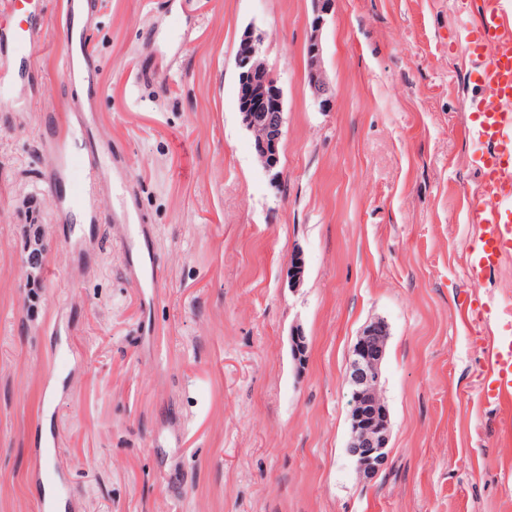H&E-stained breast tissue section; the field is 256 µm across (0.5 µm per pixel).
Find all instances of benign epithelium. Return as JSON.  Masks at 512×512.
Here are the masks:
<instances>
[{"label":"benign epithelium","instance_id":"1","mask_svg":"<svg viewBox=\"0 0 512 512\" xmlns=\"http://www.w3.org/2000/svg\"><path fill=\"white\" fill-rule=\"evenodd\" d=\"M336 0H314V15L306 46V81L312 99L321 109L331 107L336 89L327 78L321 32L325 17L332 14ZM263 34L246 29L235 55L238 72V109L246 128L255 135V151L260 165L278 182L279 149L283 127V93L278 81L265 79L267 65L263 59ZM305 260L295 251L288 260L291 287H299L304 279ZM388 329L384 321L375 320L364 327L350 350L347 383L349 389V440L346 455L358 474L366 479L376 476L386 465L391 419L379 394L381 367L386 355ZM294 361L304 363L306 336L297 327L291 333Z\"/></svg>","mask_w":512,"mask_h":512}]
</instances>
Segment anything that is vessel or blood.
I'll return each instance as SVG.
<instances>
[{
	"instance_id": "b4317fda",
	"label": "vessel or blood",
	"mask_w": 512,
	"mask_h": 512,
	"mask_svg": "<svg viewBox=\"0 0 512 512\" xmlns=\"http://www.w3.org/2000/svg\"><path fill=\"white\" fill-rule=\"evenodd\" d=\"M0 6L13 17L11 32L5 38L12 55V73L9 79H0L2 89L9 82L29 78L39 69L35 36L42 22L33 0H0ZM92 12V0H65L60 27L67 45L65 74L86 92L77 107V127L84 147L61 156L68 200L87 223L127 224V235L120 245L127 269L140 287L153 289L158 285V274L153 237L148 228L129 210L103 216L87 202L105 178V170L99 164L104 148L95 136L98 114L93 97L98 88V69L88 51ZM468 41L475 57L469 78L485 92L484 97L471 99L467 105L473 116L470 134L484 147L478 172L480 192L487 204L474 215L478 236L466 271L468 278L479 279L512 259V0H483ZM488 41L495 44L496 52L487 60L482 48ZM509 390H512V342L506 341L499 343L492 353L485 393L495 398ZM36 478L51 491L50 496L40 499L39 512H72L70 479L60 464L38 470Z\"/></svg>"
}]
</instances>
